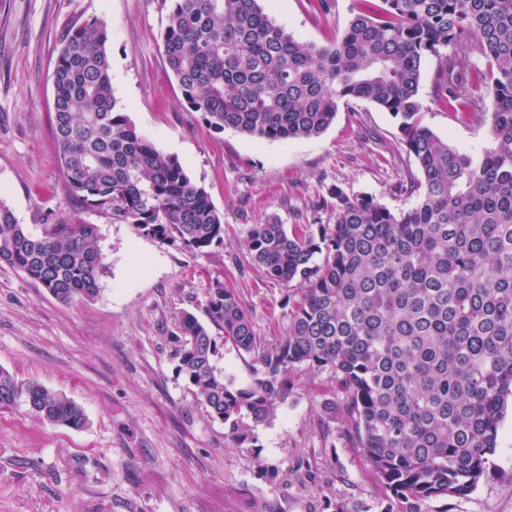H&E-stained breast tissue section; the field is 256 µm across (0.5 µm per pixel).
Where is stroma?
<instances>
[{"label":"stroma","instance_id":"1","mask_svg":"<svg viewBox=\"0 0 512 512\" xmlns=\"http://www.w3.org/2000/svg\"><path fill=\"white\" fill-rule=\"evenodd\" d=\"M355 0L329 13L309 0H260L294 38L325 45L343 34ZM107 24L119 111L174 156L224 216V242L199 252L138 235L132 225L75 204L50 134L53 69L73 25ZM161 0H0V199L19 223L47 212L97 225L105 270L90 300L64 304L19 270L0 265V368L79 403L84 429L41 421L25 403L0 411V512H381L385 494L343 435L342 396L330 371H298L270 421L244 417L236 441L176 371L173 336L212 279L233 291L267 344L288 334L294 286L270 279L247 251L269 219L317 231V203L332 187L372 194L389 208L416 172L399 122L367 101L340 107L320 136L268 141L209 127L189 111L165 60ZM437 58L423 68L425 123L460 149L491 146L489 113L451 118L434 100ZM427 512H512V402L504 408L490 473L463 498Z\"/></svg>","mask_w":512,"mask_h":512}]
</instances>
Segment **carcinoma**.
<instances>
[{
	"instance_id": "carcinoma-1",
	"label": "carcinoma",
	"mask_w": 512,
	"mask_h": 512,
	"mask_svg": "<svg viewBox=\"0 0 512 512\" xmlns=\"http://www.w3.org/2000/svg\"><path fill=\"white\" fill-rule=\"evenodd\" d=\"M169 4L165 58L188 107L218 131L277 141L317 137L339 106L369 101L399 119L419 176L392 210L339 187L317 207L318 233L253 225L251 259L274 280L298 284L288 336L269 346L237 296L213 279L176 325V370L209 415L240 426L276 414L293 373L328 369L344 397L347 435L387 499L385 512H422L429 500L465 497L487 474L512 399V0H357L341 37L295 39L259 0H162ZM107 26H73L54 70L52 133L67 192L138 234L203 251L224 242V216L181 163L161 153L116 111ZM435 56L437 103L470 117L466 88L482 79L492 146L472 155L424 123L422 70ZM486 61V70L473 58ZM98 229L52 213L39 232L0 199V264L70 303L90 300L104 272ZM256 364L236 388L215 362L219 343ZM44 422L80 430L83 408L0 368V410L18 400Z\"/></svg>"
}]
</instances>
